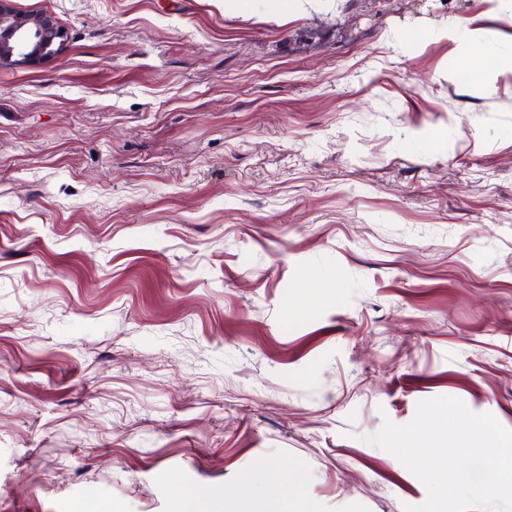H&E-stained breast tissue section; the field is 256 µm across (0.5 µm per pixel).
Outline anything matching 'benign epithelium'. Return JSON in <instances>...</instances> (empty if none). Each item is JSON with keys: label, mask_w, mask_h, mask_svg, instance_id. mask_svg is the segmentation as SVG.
Listing matches in <instances>:
<instances>
[{"label": "benign epithelium", "mask_w": 512, "mask_h": 512, "mask_svg": "<svg viewBox=\"0 0 512 512\" xmlns=\"http://www.w3.org/2000/svg\"><path fill=\"white\" fill-rule=\"evenodd\" d=\"M66 32L46 14L22 16L0 0V63L50 61L64 49Z\"/></svg>", "instance_id": "benign-epithelium-1"}]
</instances>
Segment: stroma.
<instances>
[{
  "mask_svg": "<svg viewBox=\"0 0 512 512\" xmlns=\"http://www.w3.org/2000/svg\"><path fill=\"white\" fill-rule=\"evenodd\" d=\"M0 512H405L365 443L512 429V0H14ZM10 2L0 0V63L32 64L57 58L66 41L64 29L46 14L21 16Z\"/></svg>",
  "mask_w": 512,
  "mask_h": 512,
  "instance_id": "obj_1",
  "label": "stroma"
}]
</instances>
